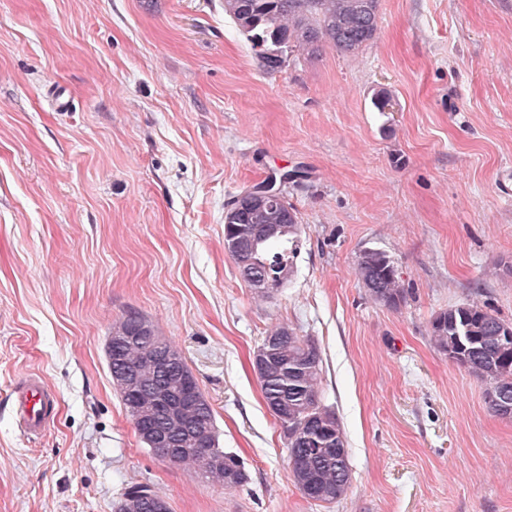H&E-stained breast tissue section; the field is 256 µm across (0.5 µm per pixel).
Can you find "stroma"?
Instances as JSON below:
<instances>
[{
    "instance_id": "obj_1",
    "label": "stroma",
    "mask_w": 512,
    "mask_h": 512,
    "mask_svg": "<svg viewBox=\"0 0 512 512\" xmlns=\"http://www.w3.org/2000/svg\"><path fill=\"white\" fill-rule=\"evenodd\" d=\"M295 169L304 245L260 301L224 205ZM370 248L411 288L399 309L355 275ZM469 300L512 321V0H381L358 55L273 73L224 0H0V512H115L138 482L171 512H512V416L430 341ZM130 310L180 349L243 488L140 442L106 360ZM281 321L346 433L332 505L296 487L251 365ZM29 373L57 398L36 436L12 420Z\"/></svg>"
}]
</instances>
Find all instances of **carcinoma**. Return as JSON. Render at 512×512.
Masks as SVG:
<instances>
[{"instance_id":"1","label":"carcinoma","mask_w":512,"mask_h":512,"mask_svg":"<svg viewBox=\"0 0 512 512\" xmlns=\"http://www.w3.org/2000/svg\"><path fill=\"white\" fill-rule=\"evenodd\" d=\"M380 0H224V14L247 35L259 67L274 72L289 56L316 59L325 49L355 55L376 38ZM302 225L286 198L272 196L255 207L234 197L224 209V239L234 243L230 257L247 285L267 300L285 286L302 246ZM358 280L376 304L396 308L409 296L395 262L378 249L364 250L355 269ZM434 347L468 373L486 383L485 403L512 404V322L501 319L487 303L451 306L430 322ZM112 335L133 336L131 344L112 346V383L131 420L168 429L173 458L168 463L191 466L228 492L247 483L238 458L220 448L215 415L199 383L180 357L173 362L144 364L154 351L178 352L136 311L112 325ZM253 362L268 410L281 426L293 481L308 499L332 504L350 488L351 469L344 428L333 407L322 402V360L316 345L286 323L270 327L254 350ZM190 390L194 423L200 432L186 433L169 424L161 401ZM165 498L148 483L132 485L116 512H149L150 503Z\"/></svg>"}]
</instances>
